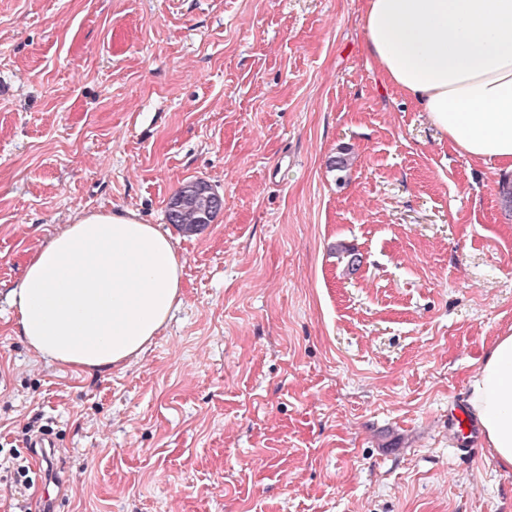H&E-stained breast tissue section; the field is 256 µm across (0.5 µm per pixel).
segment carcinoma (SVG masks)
Listing matches in <instances>:
<instances>
[{"instance_id":"1","label":"carcinoma","mask_w":512,"mask_h":512,"mask_svg":"<svg viewBox=\"0 0 512 512\" xmlns=\"http://www.w3.org/2000/svg\"><path fill=\"white\" fill-rule=\"evenodd\" d=\"M222 205V198L207 183L190 181L169 202L167 221L181 232L192 234L211 223Z\"/></svg>"}]
</instances>
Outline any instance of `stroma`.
Here are the masks:
<instances>
[{
	"instance_id": "stroma-1",
	"label": "stroma",
	"mask_w": 512,
	"mask_h": 512,
	"mask_svg": "<svg viewBox=\"0 0 512 512\" xmlns=\"http://www.w3.org/2000/svg\"><path fill=\"white\" fill-rule=\"evenodd\" d=\"M363 5L0 0V451L49 427L54 512H512V469L448 435L512 335V173L384 82ZM196 179L224 204L188 235ZM92 210L184 269L154 342L87 373L16 335L9 290ZM211 188L204 181L184 184L169 202L168 223L185 234L196 233L211 224L223 205L222 198Z\"/></svg>"
}]
</instances>
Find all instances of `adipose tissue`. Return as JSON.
<instances>
[{
  "label": "adipose tissue",
  "instance_id": "1",
  "mask_svg": "<svg viewBox=\"0 0 512 512\" xmlns=\"http://www.w3.org/2000/svg\"><path fill=\"white\" fill-rule=\"evenodd\" d=\"M364 34L387 83L415 99L454 150L512 172V0H365ZM170 238L130 212H86L53 235L9 292L25 343L86 372L140 355L181 300ZM469 404L512 468V335L470 380Z\"/></svg>",
  "mask_w": 512,
  "mask_h": 512
}]
</instances>
